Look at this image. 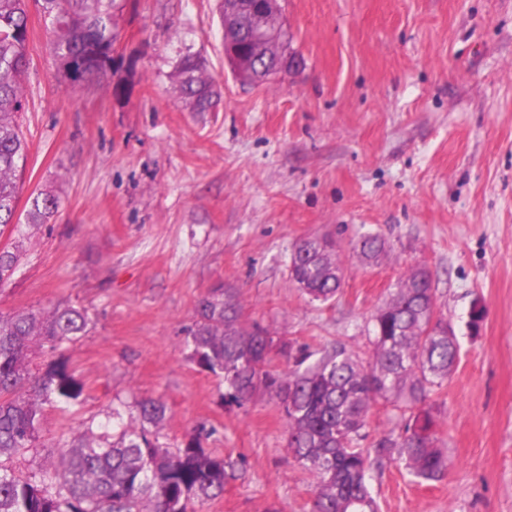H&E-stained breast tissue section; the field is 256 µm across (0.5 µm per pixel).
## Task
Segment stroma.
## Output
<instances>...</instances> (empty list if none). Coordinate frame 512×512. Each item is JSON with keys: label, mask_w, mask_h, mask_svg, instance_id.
Masks as SVG:
<instances>
[{"label": "stroma", "mask_w": 512, "mask_h": 512, "mask_svg": "<svg viewBox=\"0 0 512 512\" xmlns=\"http://www.w3.org/2000/svg\"><path fill=\"white\" fill-rule=\"evenodd\" d=\"M301 66L241 82L224 58L219 0H129L113 73L58 80L50 26L26 0L27 145L18 213L38 191L46 224L0 234L17 249L0 314L85 308L62 345L86 385L47 409L22 473L53 482L62 448L112 407L165 402L161 442L199 426L245 473L201 512H311V477L286 448L277 405L226 404L187 357L184 332L212 289L235 293L245 325L312 347L341 343L371 362V315L425 267L460 360L431 400L448 473L417 483L403 464L371 475L380 512H512V0H279ZM199 56L222 96L191 111L175 67ZM387 243L378 262L357 242ZM328 235L343 282L309 301L290 277L294 244ZM486 317L478 335L473 303Z\"/></svg>", "instance_id": "obj_1"}]
</instances>
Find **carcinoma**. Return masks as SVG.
Returning a JSON list of instances; mask_svg holds the SVG:
<instances>
[{
  "instance_id": "obj_1",
  "label": "carcinoma",
  "mask_w": 512,
  "mask_h": 512,
  "mask_svg": "<svg viewBox=\"0 0 512 512\" xmlns=\"http://www.w3.org/2000/svg\"><path fill=\"white\" fill-rule=\"evenodd\" d=\"M53 33L52 51L61 82L69 88L87 78H103L116 68L90 67L82 60L87 45L117 42L118 0H40ZM29 44L25 0H0V234L22 232L15 222L17 173L27 160V143L14 116L22 108ZM183 96L194 112H209L219 98L203 62L185 57L176 67ZM58 208L54 196L38 193L26 224L44 223ZM361 255L377 261L386 253L378 235L360 240ZM17 257L0 251V280L14 273ZM292 280L305 281L310 300L336 299L342 268L329 237L298 242L290 257ZM430 273L411 269L391 298L371 318L374 359L364 366L339 343L311 351L284 342L267 329L241 321L236 295L216 288L198 303L187 332L189 358L224 382V399L238 406L266 396L286 421V446L313 478V512H378L368 474L395 460L405 462L418 481L435 482L448 473V456L437 446L443 425L429 394L456 368L460 343L448 320L437 315ZM85 309L58 306L0 315V512H198V506L224 493L242 477L229 456L203 447L211 432L202 427L185 444L160 443L169 419L161 400H143L137 414L111 409L119 433L107 439L93 424L61 452L56 482L47 484L13 467L36 447L44 412L82 400L85 384L68 359L52 355L38 375L28 370L35 345L54 351L83 336ZM379 399L403 403L409 411L401 433L369 446L364 432L371 406Z\"/></svg>"
}]
</instances>
